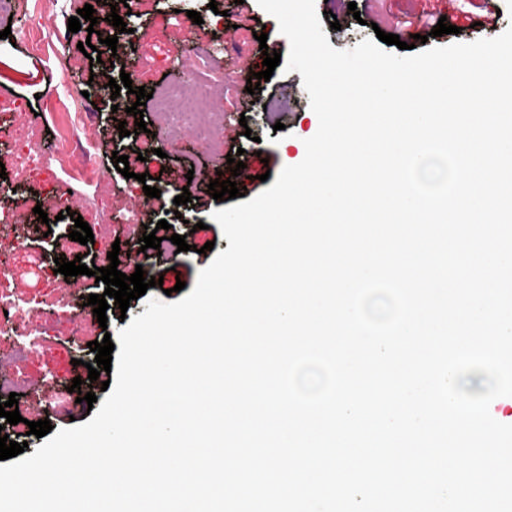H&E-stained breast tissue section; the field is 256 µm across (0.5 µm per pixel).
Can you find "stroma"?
Returning a JSON list of instances; mask_svg holds the SVG:
<instances>
[{
  "instance_id": "1",
  "label": "stroma",
  "mask_w": 512,
  "mask_h": 512,
  "mask_svg": "<svg viewBox=\"0 0 512 512\" xmlns=\"http://www.w3.org/2000/svg\"><path fill=\"white\" fill-rule=\"evenodd\" d=\"M97 0H28L20 17L21 29L10 39H0V109L7 110V122L0 129V162L6 175L0 178V199L23 202V209L0 210V289L6 290L24 309L29 323L36 325L30 354L17 362L19 377L39 380V388L19 399L21 424L13 433L26 435L25 455H33L42 441L30 435L25 423L33 409L45 410L54 430L85 424L92 418L87 403L78 402L70 386L75 377L87 376V363L95 355L88 342L103 340L105 334H118L124 319L143 314L148 300L179 301L176 282L194 288L198 275L226 251L229 242L220 225L213 221L210 194L199 197L204 210L194 215L191 205L174 206L183 185L163 176L173 162H182L194 171L193 185L213 181L218 173H229L226 155L241 154L254 162L255 179L246 181L245 196L254 198L268 189L262 174L278 176L283 167L301 162L302 157L289 144L305 140L318 130L319 121L310 108L302 76L296 71L275 68L260 90L247 93L237 81L241 66L252 72L263 69V55L255 35L266 32L267 43L275 51L288 54L289 41L281 33L274 16L261 8L258 0H138L136 13L128 17L127 32L118 36L116 48H103L99 63H90L79 50L87 30L72 33L68 20L78 9ZM479 0H379L376 11L353 15L349 0H315V9L329 44L339 50L354 48L376 31L396 33L402 41L411 35L426 36L416 51L442 47L455 42L470 43L494 38L512 27V0H494L496 21L488 26H472L478 18ZM200 12L202 24H194L188 11ZM441 11L447 24L459 26V34L433 37L421 17L425 11ZM411 13L414 22L395 26V16ZM339 29H331L332 21ZM205 49L224 71V84L207 101L208 109L224 116V139L210 146L186 131L166 135L165 120L153 106L143 108L148 132L120 136L112 119V101L104 86L91 81V73L108 72L110 77L129 73L133 87L148 89L163 81H177L193 87L206 80V71L196 58ZM41 146L52 162V180L8 164L17 148ZM127 156L132 179H125L115 168L114 154ZM149 173L148 183L137 177ZM160 189L157 198L147 197L144 186ZM40 204L52 221H39L32 210ZM41 211V212H42ZM82 216L94 234L93 242L80 244L69 237L75 216ZM200 217L203 229L192 230L189 222ZM166 220L172 233L184 236L190 251L177 258L150 255L155 274L162 285L148 288L145 296L131 301L127 311L110 306L108 322H90L80 330L73 314L83 307L87 276L64 277L55 270V257L81 259L83 264L104 267L112 247H119L120 263L139 252L138 240L145 228ZM213 250H205L206 242ZM46 260L48 272L41 286H34L28 273L32 256Z\"/></svg>"
}]
</instances>
